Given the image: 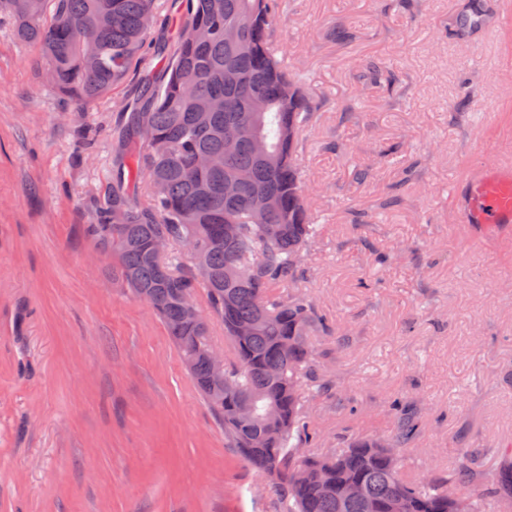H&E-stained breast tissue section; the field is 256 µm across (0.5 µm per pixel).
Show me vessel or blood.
Masks as SVG:
<instances>
[{
	"label": "vessel or blood",
	"mask_w": 512,
	"mask_h": 512,
	"mask_svg": "<svg viewBox=\"0 0 512 512\" xmlns=\"http://www.w3.org/2000/svg\"><path fill=\"white\" fill-rule=\"evenodd\" d=\"M460 223L497 228L512 236V155L495 153L474 165L458 196Z\"/></svg>",
	"instance_id": "b4317fda"
}]
</instances>
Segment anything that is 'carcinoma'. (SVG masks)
Returning <instances> with one entry per match:
<instances>
[{
	"label": "carcinoma",
	"mask_w": 512,
	"mask_h": 512,
	"mask_svg": "<svg viewBox=\"0 0 512 512\" xmlns=\"http://www.w3.org/2000/svg\"><path fill=\"white\" fill-rule=\"evenodd\" d=\"M52 3L45 19L46 3ZM156 0H0L20 41L39 46L60 92L91 104L137 71L143 93L122 113V161L112 172L106 204L85 225L115 260V277L161 320L224 438L244 464L281 489L288 512H512V448L490 476L478 454L460 449L446 479L401 476L398 453L420 430L417 411L397 410L387 438H358L330 456L298 452L316 430L302 415L317 393L307 370L315 311L288 291L314 233L309 193L296 163L302 132L317 104L288 71V52L274 43L279 0H180L174 38L151 37ZM106 16L110 24L87 42L82 32ZM362 80L392 84L376 63ZM152 137L139 138L140 123ZM253 134L234 143L229 129ZM206 155L213 164L198 165ZM147 180L150 197L136 190ZM194 241L196 260L152 253L153 240ZM206 290L224 323L233 362L214 380L209 325L186 313L181 297ZM249 325L245 336L237 327ZM364 488L362 498L352 486Z\"/></svg>",
	"instance_id": "carcinoma-1"
}]
</instances>
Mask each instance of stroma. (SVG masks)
Wrapping results in <instances>:
<instances>
[{
  "instance_id": "obj_1",
  "label": "stroma",
  "mask_w": 512,
  "mask_h": 512,
  "mask_svg": "<svg viewBox=\"0 0 512 512\" xmlns=\"http://www.w3.org/2000/svg\"><path fill=\"white\" fill-rule=\"evenodd\" d=\"M503 0H288L274 37L319 103L297 159L317 217L294 281L325 321L306 398L325 455L421 411L403 473L512 443V242L454 186L512 153ZM389 63L393 86L359 84ZM0 17V512H284L229 448L165 328L86 233L138 77L85 106Z\"/></svg>"
}]
</instances>
